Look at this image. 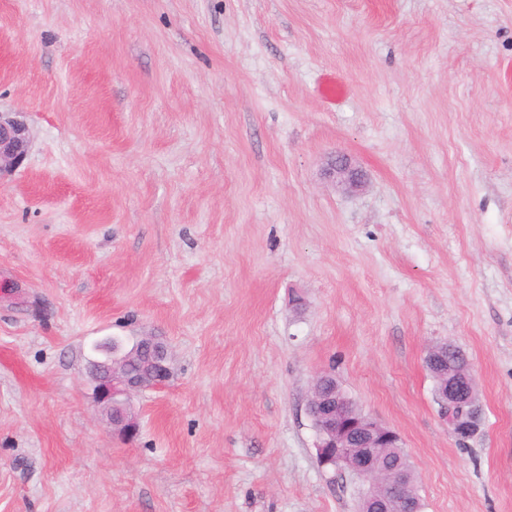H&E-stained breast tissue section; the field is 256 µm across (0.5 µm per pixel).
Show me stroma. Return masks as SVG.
<instances>
[{"label": "stroma", "mask_w": 512, "mask_h": 512, "mask_svg": "<svg viewBox=\"0 0 512 512\" xmlns=\"http://www.w3.org/2000/svg\"><path fill=\"white\" fill-rule=\"evenodd\" d=\"M0 111L31 130L0 179V512H357L320 373L401 435L422 512H512V0H0ZM110 335L171 352L129 440L87 377ZM441 342L483 403L463 446ZM324 177L343 192L354 193L364 186V175L346 155L331 156L323 168Z\"/></svg>", "instance_id": "1"}]
</instances>
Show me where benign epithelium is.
<instances>
[{
    "instance_id": "1",
    "label": "benign epithelium",
    "mask_w": 512,
    "mask_h": 512,
    "mask_svg": "<svg viewBox=\"0 0 512 512\" xmlns=\"http://www.w3.org/2000/svg\"><path fill=\"white\" fill-rule=\"evenodd\" d=\"M31 142L28 125L17 112L0 113V178L10 174L25 160ZM324 177L346 193H354L364 186V175L345 155L330 157L323 168ZM156 337L141 336L131 347L112 345L107 339L98 344L104 359L90 366L93 382L92 399L98 410L118 432L132 436L138 431L134 418H112V409L133 401V398L148 390L141 381L131 375L117 373L115 365L126 364L137 359L144 347L154 343ZM330 377H316L312 395L307 404L309 416L317 418V456L323 463L334 462L344 466L365 485L366 503L363 512H389L386 500L377 495L385 484L391 495L399 498L401 505L416 500L417 491L403 493L406 484L408 457L399 434L373 417L356 414L351 402L340 391L338 384L333 390L323 391ZM477 385L469 363L449 371L448 381L437 392L439 402L448 414V427L457 441L464 442L480 429L482 406L476 398ZM394 442L397 465L386 468L377 456L376 449L384 441Z\"/></svg>"
}]
</instances>
